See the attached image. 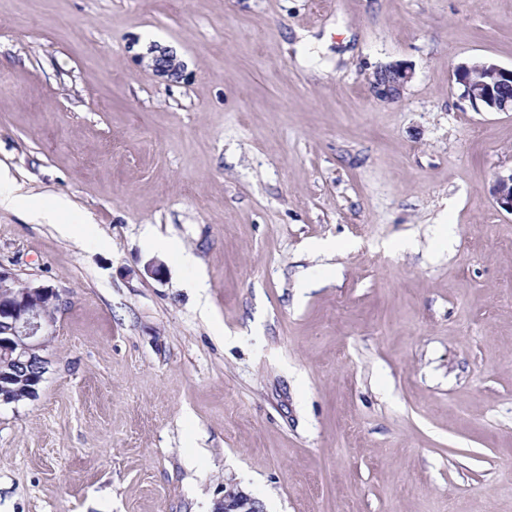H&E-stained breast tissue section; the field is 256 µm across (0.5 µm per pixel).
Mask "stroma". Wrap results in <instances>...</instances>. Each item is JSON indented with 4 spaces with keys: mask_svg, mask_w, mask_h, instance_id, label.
Returning a JSON list of instances; mask_svg holds the SVG:
<instances>
[{
    "mask_svg": "<svg viewBox=\"0 0 512 512\" xmlns=\"http://www.w3.org/2000/svg\"><path fill=\"white\" fill-rule=\"evenodd\" d=\"M478 60L512 66V0H0V267L63 300L38 397L0 406V512H212L227 483L512 512V112L462 99ZM153 71L160 76L170 79H179L182 76V65L177 61L176 56L165 49L159 51L152 59ZM414 72L403 62H395L378 69L370 81V90L374 97L389 101H399L412 81ZM492 194L498 209L512 214V171L497 176ZM70 209V202L58 198L51 204L40 206L37 209L38 216L47 224H54L63 235H71L75 232L74 224H60L59 220L62 214Z\"/></svg>",
    "mask_w": 512,
    "mask_h": 512,
    "instance_id": "stroma-1",
    "label": "stroma"
}]
</instances>
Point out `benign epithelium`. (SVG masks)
<instances>
[{
    "label": "benign epithelium",
    "instance_id": "7a95c632",
    "mask_svg": "<svg viewBox=\"0 0 512 512\" xmlns=\"http://www.w3.org/2000/svg\"><path fill=\"white\" fill-rule=\"evenodd\" d=\"M153 71L170 79L182 76V65L166 50L152 59ZM414 72L403 62L375 71L370 81L374 97L399 101ZM453 77L462 97L477 112H512V69L490 61L460 63ZM492 194L499 210L512 214V172L500 174ZM60 294L53 288L22 283L0 270V404L37 398L48 358L44 355L53 336L55 318L61 308ZM213 512H262L261 505L232 484L222 488Z\"/></svg>",
    "mask_w": 512,
    "mask_h": 512
}]
</instances>
